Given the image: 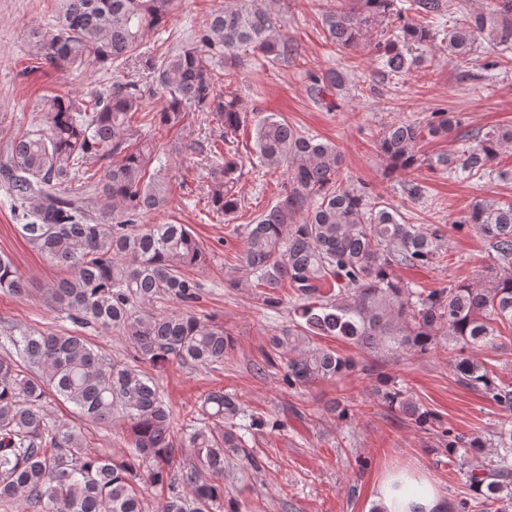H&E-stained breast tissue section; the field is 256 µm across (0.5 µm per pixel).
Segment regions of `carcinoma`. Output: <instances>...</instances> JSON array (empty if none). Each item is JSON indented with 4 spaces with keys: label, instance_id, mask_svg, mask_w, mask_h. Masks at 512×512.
<instances>
[{
    "label": "carcinoma",
    "instance_id": "1",
    "mask_svg": "<svg viewBox=\"0 0 512 512\" xmlns=\"http://www.w3.org/2000/svg\"><path fill=\"white\" fill-rule=\"evenodd\" d=\"M173 0H61L55 23L30 33L28 56L54 66L121 64L161 27ZM443 0H328L322 14L327 40L339 49L359 44L377 24H398L401 37L377 44L383 73L398 77L415 63L409 46L436 38L430 20L443 14ZM489 36L512 42V0H498L492 13L457 18L448 30L449 50L474 52ZM256 50L285 60L294 43L276 33L275 18L257 0H224L199 40L166 57L158 83L167 98L160 122L179 126L189 112H206L222 127L224 148L207 146L212 161L208 204L228 214L238 208L233 186L242 164L237 132L246 122L241 99L227 91L233 72L217 57ZM224 82L226 91L217 90ZM142 93L116 81L86 101L55 97L44 113L45 128L18 134L0 146V183L14 202L24 238L68 277L46 289L47 302L78 327L95 325L126 337L132 363L107 361L78 331L20 328L8 337L15 354L0 358V507L21 512H142L141 484L163 495L162 512H238L224 485V471L262 464L251 450L255 431L284 427L250 411L224 390L198 401V417L181 428L193 450L185 464L175 456L173 416L153 376L170 361L207 368L233 349L224 328L189 312L201 284L184 270L207 261V252L183 224H145V215L165 206L170 183L166 161L153 148L130 150L132 118ZM462 125L454 112H433L423 121L387 125L378 148L392 170L427 166L464 178H501L493 163L512 144V125L477 131L462 150L423 159L424 136H446ZM260 169L287 174L285 192L255 224L234 231L243 243L240 270L266 289L264 304L277 307L274 291L288 282L295 318L271 338V354L256 371H283L288 388L335 380L354 362L314 341L334 336L372 351L426 352L446 336L459 346L449 367L464 385L512 411V380L464 356L465 348L493 344L496 324L512 326V204L474 203L464 223L489 245L495 263L485 283L450 282L425 290L401 280L399 268L431 267L444 255L440 235L404 222L398 207L340 180L343 156L333 144L303 134L275 114L254 124ZM107 207L90 215L73 187L93 179ZM0 290L29 296L23 274L0 256ZM185 310L157 312V302ZM379 403L401 413L420 430L438 420L408 390L383 382ZM61 401L94 423L118 417L127 425L128 453L104 456L88 447L79 428L50 417L45 406ZM452 456L462 449L478 465L466 471L468 487L496 512H512V424L500 427L497 459L482 461L487 442L441 431Z\"/></svg>",
    "mask_w": 512,
    "mask_h": 512
}]
</instances>
